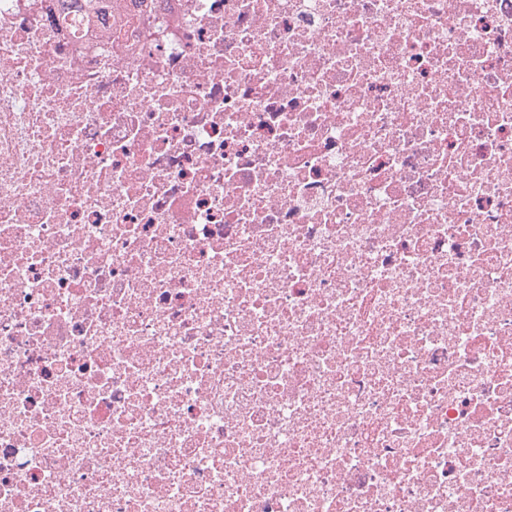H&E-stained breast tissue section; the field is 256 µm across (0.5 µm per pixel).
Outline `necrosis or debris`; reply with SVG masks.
<instances>
[{"mask_svg":"<svg viewBox=\"0 0 512 512\" xmlns=\"http://www.w3.org/2000/svg\"><path fill=\"white\" fill-rule=\"evenodd\" d=\"M0 0V512H512V0Z\"/></svg>","mask_w":512,"mask_h":512,"instance_id":"1","label":"necrosis or debris"}]
</instances>
